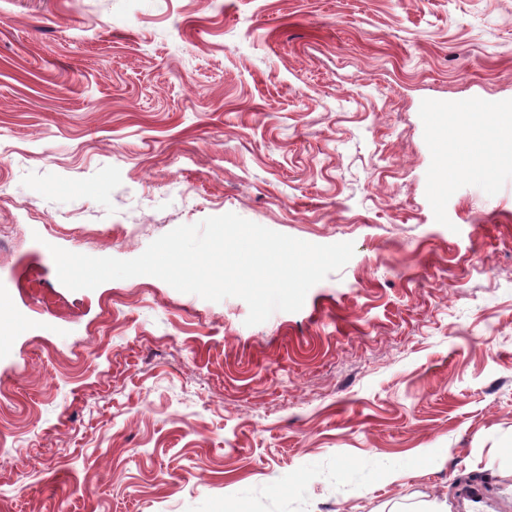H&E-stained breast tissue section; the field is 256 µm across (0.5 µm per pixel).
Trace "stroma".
I'll return each instance as SVG.
<instances>
[{"label": "stroma", "instance_id": "1", "mask_svg": "<svg viewBox=\"0 0 512 512\" xmlns=\"http://www.w3.org/2000/svg\"><path fill=\"white\" fill-rule=\"evenodd\" d=\"M437 101L512 106V0H0V512H512V157ZM228 212L355 253L249 326L49 251ZM430 112L441 113L444 116V127L434 128L431 131L432 138L439 139L442 142L454 140L456 156L460 160L479 154L487 138L491 134L489 125L472 126L468 135L463 138H454L451 135L450 128L455 125L453 116L448 114V108L443 104L436 102L432 105ZM448 130V133H447Z\"/></svg>", "mask_w": 512, "mask_h": 512}]
</instances>
